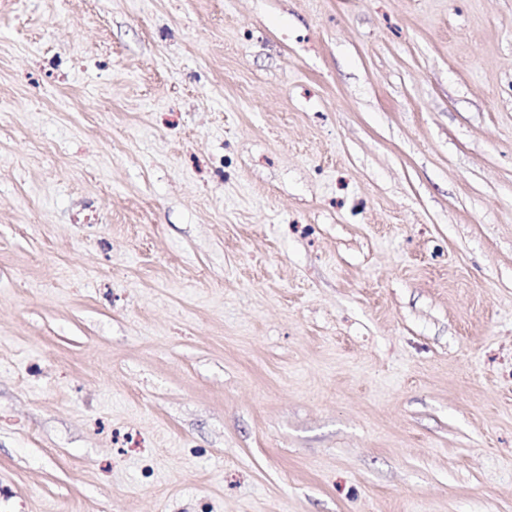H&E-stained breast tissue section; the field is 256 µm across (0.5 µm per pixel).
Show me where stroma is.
I'll list each match as a JSON object with an SVG mask.
<instances>
[{"instance_id": "1", "label": "stroma", "mask_w": 512, "mask_h": 512, "mask_svg": "<svg viewBox=\"0 0 512 512\" xmlns=\"http://www.w3.org/2000/svg\"><path fill=\"white\" fill-rule=\"evenodd\" d=\"M0 512H512V0H0Z\"/></svg>"}]
</instances>
